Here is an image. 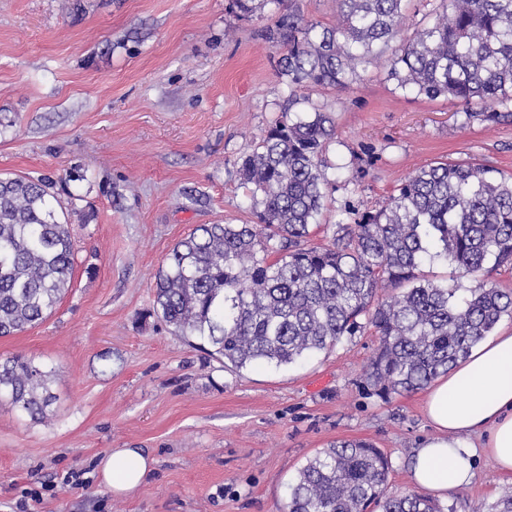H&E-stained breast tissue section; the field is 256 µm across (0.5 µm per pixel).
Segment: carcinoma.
<instances>
[{"mask_svg": "<svg viewBox=\"0 0 512 512\" xmlns=\"http://www.w3.org/2000/svg\"><path fill=\"white\" fill-rule=\"evenodd\" d=\"M267 2L289 96L239 169L258 223L202 224L177 242L156 274L154 312L238 370L295 364L372 327L367 386L385 401L422 389L512 318V291L448 288L421 274L439 259L461 280L490 262L512 268V177L435 162L383 205L338 222L331 243L311 245L333 188L322 155L336 123L302 90L346 87L387 53L401 87L496 121L491 108L512 103V0H440L435 21L396 46L404 0H335L339 22L322 29L287 0ZM60 183L0 173V337L42 323L70 288L76 250ZM2 398L34 420L55 400L47 372L23 356L0 363ZM388 474L374 445L338 441L299 468L286 512H442L425 495L387 494Z\"/></svg>", "mask_w": 512, "mask_h": 512, "instance_id": "1", "label": "carcinoma"}]
</instances>
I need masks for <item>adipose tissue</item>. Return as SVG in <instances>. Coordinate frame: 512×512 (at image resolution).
Returning <instances> with one entry per match:
<instances>
[{
    "label": "adipose tissue",
    "mask_w": 512,
    "mask_h": 512,
    "mask_svg": "<svg viewBox=\"0 0 512 512\" xmlns=\"http://www.w3.org/2000/svg\"><path fill=\"white\" fill-rule=\"evenodd\" d=\"M426 416L433 433L411 459L413 483L436 495L469 485L475 460L491 458L512 473V330L476 345L433 381L426 394ZM153 460L139 448H115L96 466L98 479L113 495L134 491Z\"/></svg>",
    "instance_id": "adipose-tissue-1"
}]
</instances>
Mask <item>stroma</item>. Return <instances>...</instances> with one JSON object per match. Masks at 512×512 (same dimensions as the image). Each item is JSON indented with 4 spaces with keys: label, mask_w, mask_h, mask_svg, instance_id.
<instances>
[{
    "label": "stroma",
    "mask_w": 512,
    "mask_h": 512,
    "mask_svg": "<svg viewBox=\"0 0 512 512\" xmlns=\"http://www.w3.org/2000/svg\"><path fill=\"white\" fill-rule=\"evenodd\" d=\"M0 0V173H85L70 183L77 260L71 287L41 324L0 338L53 374L47 416L0 400V512L23 490L94 466L112 448L156 463L124 497L100 482L60 487L37 512H283L298 469L339 440L388 457L387 492L414 491L409 461L433 433L423 391L383 401L364 384L373 331L305 362L236 370L153 316L156 274L200 224H251L238 167L288 99L254 0ZM379 58L353 84L314 87L333 113L325 154L334 188L314 243L346 207L381 204L435 161L512 174V116L402 89ZM365 171L355 181L357 171ZM512 474L480 457L443 512L490 506Z\"/></svg>",
    "instance_id": "stroma-1"
}]
</instances>
